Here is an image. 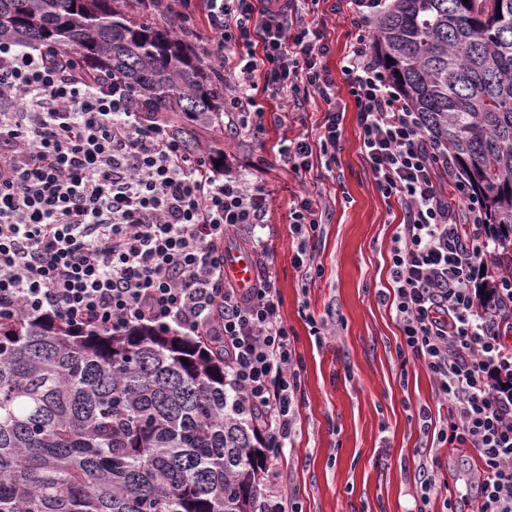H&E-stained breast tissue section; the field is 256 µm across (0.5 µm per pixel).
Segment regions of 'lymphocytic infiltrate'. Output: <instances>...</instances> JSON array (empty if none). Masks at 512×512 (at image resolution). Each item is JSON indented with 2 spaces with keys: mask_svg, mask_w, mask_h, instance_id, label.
<instances>
[{
  "mask_svg": "<svg viewBox=\"0 0 512 512\" xmlns=\"http://www.w3.org/2000/svg\"><path fill=\"white\" fill-rule=\"evenodd\" d=\"M184 14L203 4L205 52L224 79L228 109L261 134L259 91L305 94L327 106L314 139L287 145L292 169L341 150L345 112L314 19L321 0H166ZM341 71L358 112L376 186L405 215L390 250L391 287L377 293L401 330L400 354L423 365L444 410L438 446L476 454V512H512V287L494 315L475 307L473 274L489 243L478 201L458 211L442 176L466 185L422 117L377 64L366 40ZM261 186L219 174L186 151L170 126L143 119L117 76L78 72L69 55L0 44V317L24 313L76 331L135 325L212 338L264 443L291 445L301 376L266 249L242 239L259 268L248 291L224 278L220 246L263 224ZM295 264L315 272L322 212L310 195L289 207Z\"/></svg>",
  "mask_w": 512,
  "mask_h": 512,
  "instance_id": "f902f5d3",
  "label": "lymphocytic infiltrate"
}]
</instances>
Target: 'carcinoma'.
Segmentation results:
<instances>
[{"label": "carcinoma", "instance_id": "cac0c4a2", "mask_svg": "<svg viewBox=\"0 0 512 512\" xmlns=\"http://www.w3.org/2000/svg\"><path fill=\"white\" fill-rule=\"evenodd\" d=\"M373 41L480 201L492 265L512 272V0H390ZM1 42L121 75L189 150L221 122L187 36L112 0H0ZM502 287L489 276L481 307ZM226 386L224 355L203 338L0 319V512H258L266 448Z\"/></svg>", "mask_w": 512, "mask_h": 512}]
</instances>
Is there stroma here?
<instances>
[{
	"mask_svg": "<svg viewBox=\"0 0 512 512\" xmlns=\"http://www.w3.org/2000/svg\"><path fill=\"white\" fill-rule=\"evenodd\" d=\"M324 62L346 107L342 149L334 161L314 159L311 171H294L279 156L282 145L313 136L326 109L321 100L295 106L292 98L261 94L264 133L226 125L214 136L224 146V172L260 185L269 198L264 225L268 261L279 280L281 312L294 335L302 388L293 447L268 456L279 488L304 512H406L419 487L420 459L437 462L449 490L473 497L472 449L432 447L412 408L438 411L433 380L420 364L403 363L401 331L376 293L388 288L389 255L404 211L378 191L361 150L357 110L340 61L358 36L345 0H322ZM321 202L323 226L315 239L322 272L302 282L294 263L289 204L300 193ZM334 324L316 339L310 319Z\"/></svg>",
	"mask_w": 512,
	"mask_h": 512,
	"instance_id": "35a3bbf8",
	"label": "stroma"
}]
</instances>
